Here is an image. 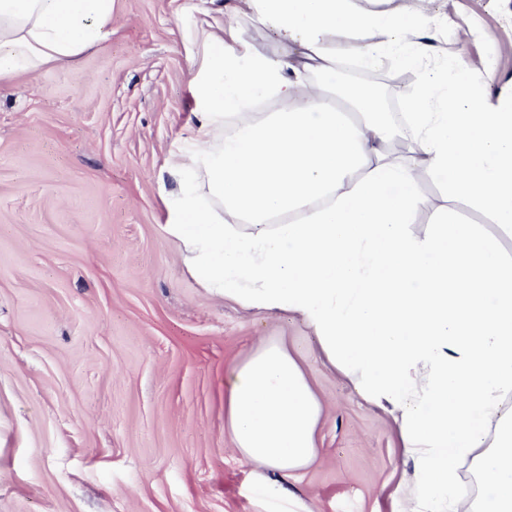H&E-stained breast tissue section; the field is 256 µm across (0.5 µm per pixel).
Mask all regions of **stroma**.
I'll return each instance as SVG.
<instances>
[{"label":"stroma","instance_id":"stroma-1","mask_svg":"<svg viewBox=\"0 0 512 512\" xmlns=\"http://www.w3.org/2000/svg\"><path fill=\"white\" fill-rule=\"evenodd\" d=\"M113 0L76 69L0 84V512H287L224 430V375L283 336L327 404L317 461L282 484L312 512H394L407 465L390 415L311 333L212 299L163 229L158 179L197 129L184 37L202 7ZM495 42L450 40L512 77V0H453Z\"/></svg>","mask_w":512,"mask_h":512}]
</instances>
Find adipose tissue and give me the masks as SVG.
I'll return each mask as SVG.
<instances>
[{"mask_svg":"<svg viewBox=\"0 0 512 512\" xmlns=\"http://www.w3.org/2000/svg\"><path fill=\"white\" fill-rule=\"evenodd\" d=\"M242 0L201 19L191 82L198 128L165 166L164 230L217 300L290 313L331 367L391 416L411 471L401 512H512V79L490 100L448 51L447 11L402 0ZM267 28L293 53L247 38ZM235 46L224 44L225 31ZM112 36V0H0V81L77 66ZM350 44L362 69L423 72L409 111L340 87ZM445 188L414 229L422 176ZM465 200L493 223L466 224ZM325 403L281 336L224 377V429L267 499L310 512L269 478L311 466ZM472 459L471 500L458 466Z\"/></svg>","mask_w":512,"mask_h":512,"instance_id":"1","label":"adipose tissue"}]
</instances>
